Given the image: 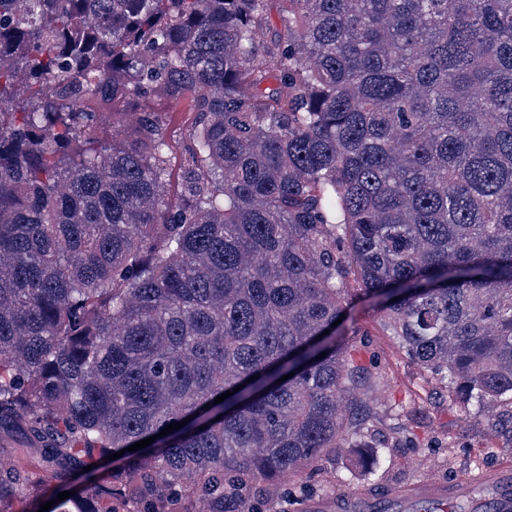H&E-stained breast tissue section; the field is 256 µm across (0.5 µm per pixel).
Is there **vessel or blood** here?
Listing matches in <instances>:
<instances>
[{
	"label": "vessel or blood",
	"instance_id": "1",
	"mask_svg": "<svg viewBox=\"0 0 512 512\" xmlns=\"http://www.w3.org/2000/svg\"><path fill=\"white\" fill-rule=\"evenodd\" d=\"M481 485L491 490L497 512H512V468L501 466L474 476L447 482L428 477L405 489L392 490L388 504L410 502L434 508L442 512L449 499L466 495L469 487ZM320 512H362L364 505L360 498L336 496L319 502Z\"/></svg>",
	"mask_w": 512,
	"mask_h": 512
}]
</instances>
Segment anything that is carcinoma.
I'll use <instances>...</instances> for the list:
<instances>
[{
	"label": "carcinoma",
	"instance_id": "cac0c4a2",
	"mask_svg": "<svg viewBox=\"0 0 512 512\" xmlns=\"http://www.w3.org/2000/svg\"><path fill=\"white\" fill-rule=\"evenodd\" d=\"M154 87L199 116L176 209ZM361 295L471 419L512 400V0H0V425L83 468L187 420L97 512H254L369 447Z\"/></svg>",
	"mask_w": 512,
	"mask_h": 512
}]
</instances>
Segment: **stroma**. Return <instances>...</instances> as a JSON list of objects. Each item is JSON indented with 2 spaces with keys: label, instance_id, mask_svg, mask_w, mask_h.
Masks as SVG:
<instances>
[{
  "label": "stroma",
  "instance_id": "obj_1",
  "mask_svg": "<svg viewBox=\"0 0 512 512\" xmlns=\"http://www.w3.org/2000/svg\"><path fill=\"white\" fill-rule=\"evenodd\" d=\"M139 109L163 117L170 146L165 196L172 206H180L189 132L196 114L188 104L174 103L160 91L142 97ZM346 329L354 338L360 363L386 368V387L373 392L369 401L381 416L376 432L398 438L391 451L392 464L376 474L369 466L373 449H341L335 458L282 479L283 493L275 502H268L260 486H253L250 497L255 512H303L304 504L323 499V491L330 485L337 492L372 499L391 488L418 482L428 472L450 481L512 464V403H499L479 422L467 419L462 404L435 375L390 346L370 297L355 301ZM0 464L33 475V483L19 490L12 502L18 512H39L56 485L55 470L45 462L42 446L31 439L24 425L0 429Z\"/></svg>",
  "mask_w": 512,
  "mask_h": 512
}]
</instances>
